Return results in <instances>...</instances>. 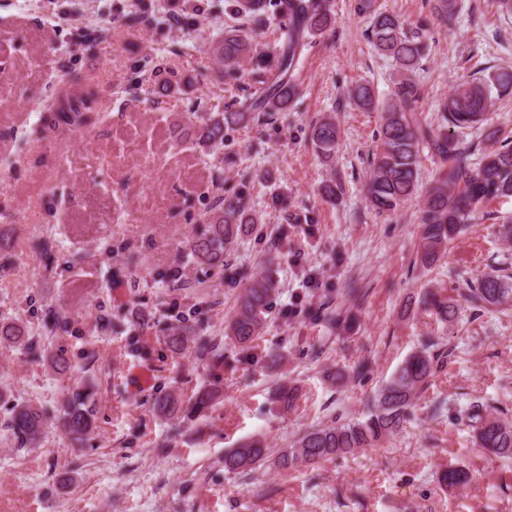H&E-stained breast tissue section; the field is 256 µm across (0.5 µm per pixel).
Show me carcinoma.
<instances>
[{"label": "carcinoma", "mask_w": 512, "mask_h": 512, "mask_svg": "<svg viewBox=\"0 0 512 512\" xmlns=\"http://www.w3.org/2000/svg\"><path fill=\"white\" fill-rule=\"evenodd\" d=\"M281 13L288 25L281 33L280 52L274 57L253 60L256 83L234 112H211L201 117L196 133L197 143L216 150L224 146V130L288 110L297 94L292 71L297 65L306 36L319 33L331 21L329 0H279ZM234 10L253 23L263 22L266 0H235ZM369 40L377 51L391 58L400 74L393 96L379 99L368 83L355 85L349 100L359 109L381 113L380 146L372 154L367 200L378 213L391 212L412 198L419 188L421 153L426 151L442 163L434 184L426 191L421 208L420 253L422 264L431 266L446 250L474 213L485 202L512 197V146L502 145L483 150L474 143H464L454 134L421 120L417 110L418 85L411 78L422 59L426 45L421 36L405 31L400 18L388 12H374ZM247 38L227 32L212 47L219 69H232L249 56ZM512 93V72L505 69L483 78L464 79L453 88L440 106L447 126L468 129L481 126L493 96ZM89 98L75 94L57 103L56 111L89 112ZM340 130L328 117L315 123L311 141L325 160L332 159ZM206 228L188 244L191 257L209 267L224 268V250L246 227L254 223L239 203L229 202L206 220ZM277 290V280L266 272L253 277L244 287L234 314L225 326V335L242 347L249 346L263 331L266 315ZM466 296L480 305L499 306L512 301V275L486 274L468 289ZM421 305L436 319L446 323L454 319L457 304L432 290L423 293ZM25 344V330L16 323L0 321V343ZM441 356L426 345L409 355L374 396L365 419L353 423L330 425L305 432L292 447L283 450L274 464L290 468L299 463L313 464L333 456L355 455L380 439L401 429L419 393L437 372ZM298 388L283 381L274 390L275 403L284 410L294 407ZM181 401L173 392L153 398L152 410L159 417L174 418ZM58 419L70 440L84 441L95 424V413L89 390L71 387L61 404ZM475 444L500 457H512V423L486 413L482 406L470 408ZM9 427L20 444L29 445L41 438L43 415L29 404L13 406ZM269 446L260 435L240 441L224 454V469L229 472L254 469L269 462ZM473 473L465 467H449L439 477L445 488L468 484Z\"/></svg>", "instance_id": "carcinoma-1"}]
</instances>
